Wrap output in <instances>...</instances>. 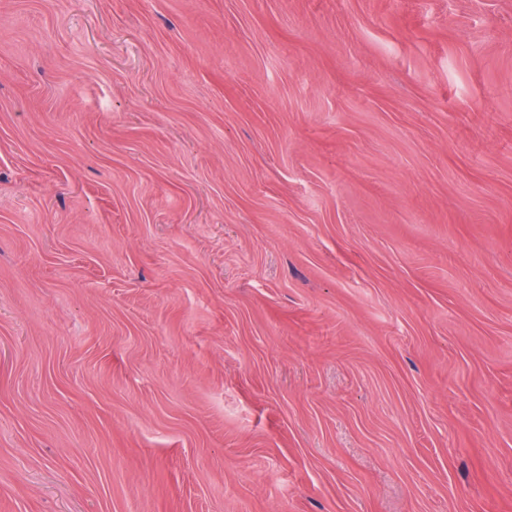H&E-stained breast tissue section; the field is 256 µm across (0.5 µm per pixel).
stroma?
<instances>
[{"instance_id":"1","label":"stroma","mask_w":512,"mask_h":512,"mask_svg":"<svg viewBox=\"0 0 512 512\" xmlns=\"http://www.w3.org/2000/svg\"><path fill=\"white\" fill-rule=\"evenodd\" d=\"M0 512H512V0H0Z\"/></svg>"}]
</instances>
